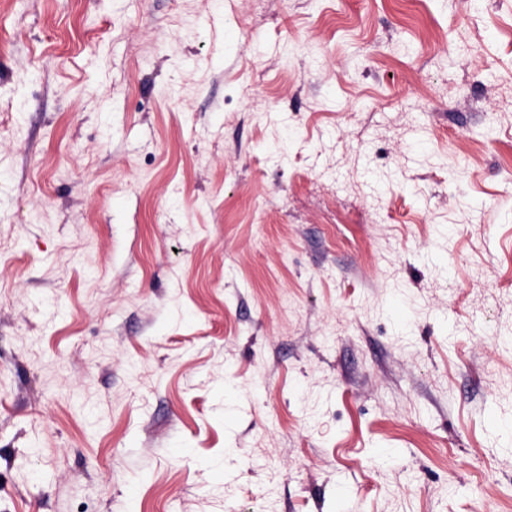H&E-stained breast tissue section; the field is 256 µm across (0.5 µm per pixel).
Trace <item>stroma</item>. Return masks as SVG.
<instances>
[{"mask_svg": "<svg viewBox=\"0 0 512 512\" xmlns=\"http://www.w3.org/2000/svg\"><path fill=\"white\" fill-rule=\"evenodd\" d=\"M512 0H0V512H512Z\"/></svg>", "mask_w": 512, "mask_h": 512, "instance_id": "stroma-1", "label": "stroma"}]
</instances>
